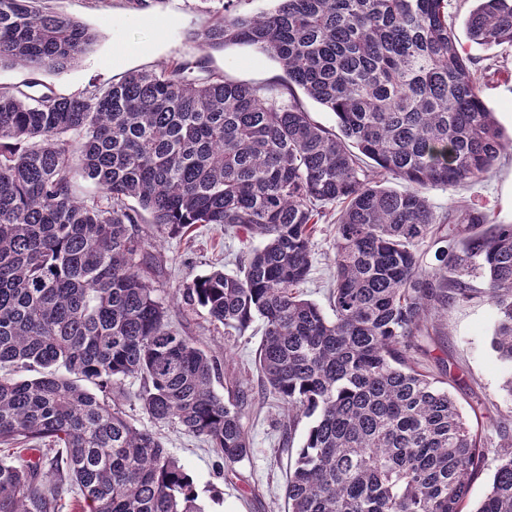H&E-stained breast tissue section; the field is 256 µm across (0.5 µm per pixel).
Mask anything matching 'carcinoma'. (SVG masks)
<instances>
[{
  "label": "carcinoma",
  "instance_id": "obj_1",
  "mask_svg": "<svg viewBox=\"0 0 512 512\" xmlns=\"http://www.w3.org/2000/svg\"><path fill=\"white\" fill-rule=\"evenodd\" d=\"M39 2L0 0V66L63 71L94 43ZM241 2L192 34L193 62L72 97L0 88V446L19 450L0 458V512H54L69 493L82 512H202L189 470L110 399L127 378L142 410L207 442L224 475L250 455L241 409L215 390L218 361L156 294L147 214L172 236L212 225L259 241L236 272L197 276L182 298L240 333L261 322L265 386L288 422L312 419L287 512H464L485 449L422 371L417 338L474 295L478 271L497 309L493 349L512 364V224L467 205L437 213L425 190L483 178L512 136L481 96L448 0H274L258 15ZM477 2L473 43L512 46V0ZM229 45L277 61L276 92L206 71L209 51ZM299 90L338 130L310 118ZM335 202L328 315L297 288ZM455 224L489 228L457 242ZM473 512H512L511 434Z\"/></svg>",
  "mask_w": 512,
  "mask_h": 512
}]
</instances>
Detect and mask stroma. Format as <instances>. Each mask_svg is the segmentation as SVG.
<instances>
[{"instance_id": "obj_1", "label": "stroma", "mask_w": 512, "mask_h": 512, "mask_svg": "<svg viewBox=\"0 0 512 512\" xmlns=\"http://www.w3.org/2000/svg\"><path fill=\"white\" fill-rule=\"evenodd\" d=\"M50 5L95 31L96 42L75 66L62 73L2 66L0 87L22 89L36 81L41 90L68 97L89 84H106L130 71L155 69L175 59L194 58L199 51L192 33L204 29L214 11L222 9L223 2L152 0L145 9L137 7L133 0H50ZM474 7V0H449L448 11L454 18L458 42L475 59L474 70L483 99L508 135L512 133V47L486 49L469 40L464 20ZM209 67L223 73L227 80L251 86H273L282 75L273 59L239 45L212 52ZM426 195L436 211H448L464 201L486 211L494 223L512 224V157L503 156L478 181L432 187ZM340 210L339 204L327 205L312 247V268L301 287L304 298L324 309L329 306L335 221ZM141 229L164 269L156 287L159 296L170 305L173 327L216 352L221 363L216 390L226 399L244 400V424L251 453L236 467L238 480L230 482L220 474V459L206 442L175 427L154 424L132 400V393L139 388L138 380L130 378L123 384L129 395L124 402L125 411L138 427L160 433L170 454L189 469L204 512H286V474L295 456L284 450L283 443L289 437L301 442L311 425L310 419L304 417L296 425H289L286 408L265 392L255 364L262 338L260 323H253L241 334L228 332L210 323L204 310L189 309L175 298L176 290L195 276L219 267L235 271L236 256L254 247V240L244 232L211 225L196 227L182 237L168 236L149 223L142 224ZM494 320V307L484 294L451 304L440 315L442 332L430 344V353L424 358L427 371L436 376L441 373L439 357L449 358L452 375L460 379L450 390L459 402H466L471 389L485 399L478 417V432L486 452V468L471 484L467 501L471 508L484 497L491 483L499 425L512 429V397L502 389L506 371L492 347Z\"/></svg>"}]
</instances>
